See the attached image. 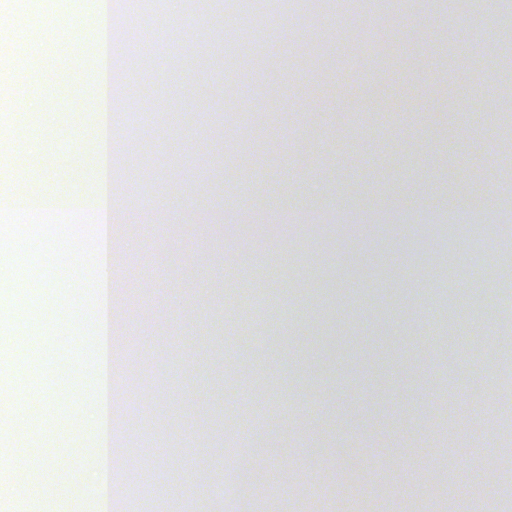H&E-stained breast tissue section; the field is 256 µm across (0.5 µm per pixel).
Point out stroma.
Returning a JSON list of instances; mask_svg holds the SVG:
<instances>
[{"label":"stroma","mask_w":512,"mask_h":512,"mask_svg":"<svg viewBox=\"0 0 512 512\" xmlns=\"http://www.w3.org/2000/svg\"><path fill=\"white\" fill-rule=\"evenodd\" d=\"M22 3L42 38L0 51V72L43 115L0 88V139L40 138L29 176L46 193L94 195V117L77 104L96 22L82 0H0V25ZM324 4L344 29L316 28L311 0H275L270 24L231 8L215 22L212 0L174 17L117 2L112 199L153 216L130 228L138 251L114 244L119 512H466L474 486L512 485V374L472 326L512 310L503 225L477 206L512 143V107L496 104L512 0L492 30L456 0ZM315 178L333 194L311 212ZM60 310L58 289L0 282V394L23 379L42 393L47 485L0 512H95L80 489L94 376L54 342ZM215 402L219 441L202 418Z\"/></svg>","instance_id":"stroma-1"}]
</instances>
